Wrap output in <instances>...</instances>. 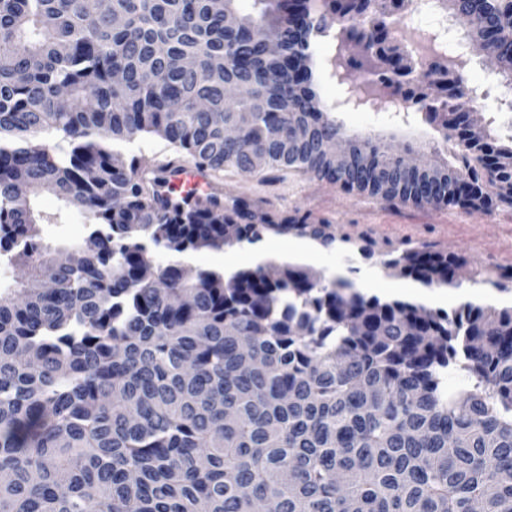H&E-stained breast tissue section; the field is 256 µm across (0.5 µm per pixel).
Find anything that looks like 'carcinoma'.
Segmentation results:
<instances>
[{"mask_svg": "<svg viewBox=\"0 0 512 512\" xmlns=\"http://www.w3.org/2000/svg\"><path fill=\"white\" fill-rule=\"evenodd\" d=\"M408 2L0 0V264L24 277L0 294V512H512V305L431 309L288 261L193 274L181 256L336 236L242 199L162 197L128 148L161 139L202 169L247 172L245 141L258 173L421 207L512 205V148L471 132L466 64L443 45L398 52ZM438 2L512 86V0ZM325 37L330 76L370 106L403 100L451 159L427 173L350 133L317 91ZM331 140L351 147L342 168ZM43 194L57 212L37 208ZM74 212L83 243L44 244L42 225ZM463 264L405 249L384 267L455 286Z\"/></svg>", "mask_w": 512, "mask_h": 512, "instance_id": "1", "label": "carcinoma"}]
</instances>
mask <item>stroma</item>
I'll return each mask as SVG.
<instances>
[{
	"label": "stroma",
	"instance_id": "35a3bbf8",
	"mask_svg": "<svg viewBox=\"0 0 512 512\" xmlns=\"http://www.w3.org/2000/svg\"><path fill=\"white\" fill-rule=\"evenodd\" d=\"M448 18L441 6L416 0L411 10L398 16L396 31L401 37L417 31L440 32L439 21ZM470 59L468 82L480 91L472 103V112L492 120L493 129L502 140L512 139V87L506 86L494 60L476 53ZM338 117L355 133L395 134L396 145L409 143L418 147L425 161L437 163L447 156L439 137L417 123L402 124L393 113L344 110ZM217 177L225 200L243 198L275 213L296 211L309 215L312 223L332 224L343 242L330 254L346 268L379 267L394 250L430 246L464 258L458 280L465 287L476 279L512 272V206L501 205L486 213L387 202L366 194L344 192L302 171L248 174L227 168L218 172ZM365 241L370 242L372 251L367 258L355 249L356 244Z\"/></svg>",
	"mask_w": 512,
	"mask_h": 512
}]
</instances>
